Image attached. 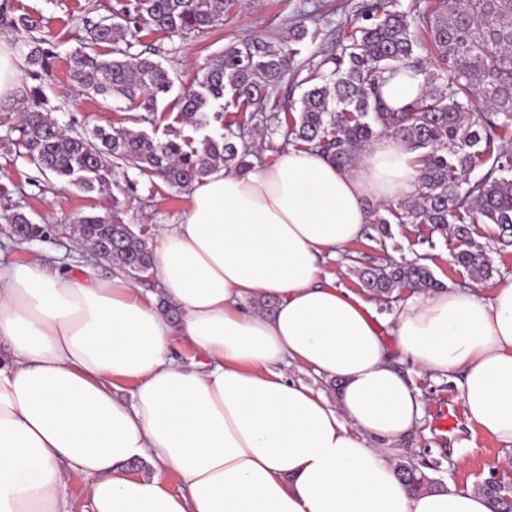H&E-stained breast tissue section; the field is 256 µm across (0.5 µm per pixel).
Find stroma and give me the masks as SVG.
I'll list each match as a JSON object with an SVG mask.
<instances>
[{
    "instance_id": "1",
    "label": "stroma",
    "mask_w": 512,
    "mask_h": 512,
    "mask_svg": "<svg viewBox=\"0 0 512 512\" xmlns=\"http://www.w3.org/2000/svg\"><path fill=\"white\" fill-rule=\"evenodd\" d=\"M349 0H238L225 17L224 24L202 37H169L161 33L140 32L133 40V52L152 49L175 78L176 89L193 84L207 58L237 45L250 35L277 43H287L288 33L297 21L318 31L316 41L298 43V63L320 61L332 49L341 27L349 17ZM118 0H10L11 15L29 16L38 37L54 39L58 57L52 76L43 90L50 116L63 128L80 132L97 126L124 127L129 114L118 99L108 101L85 92L70 75L66 58L79 47L85 35L84 21L110 15ZM18 116L14 110L0 109V182L9 188L0 196V260L23 261L39 258L49 269L80 274L92 268L98 276H110L114 266L105 258L78 250L72 241V220L80 213H117L132 228L150 226L159 232L166 224L178 223L188 203L189 193L164 183L150 185L136 169H126L129 180L138 184L135 196L113 204L111 197L85 193L76 187L61 188L52 177L43 176L28 159L10 152L4 141L12 134ZM21 210L36 223L44 225L45 237L21 241L15 237L2 214ZM435 252L430 268L438 280L450 288L472 286L476 278L467 269L451 262L448 246L428 224H393L385 236H362L327 259L323 270L354 294L362 289L354 271V260L364 264L384 258H416ZM401 371L423 395L422 417L418 425L399 441L395 460L414 457L425 461L426 472L437 488L450 486L479 488L495 481L512 489V448L483 433L463 416L460 399V375L445 376L420 372L410 362H402ZM458 409L457 426L451 433L436 427L437 415L444 406Z\"/></svg>"
}]
</instances>
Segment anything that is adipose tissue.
Wrapping results in <instances>:
<instances>
[{
	"instance_id": "adipose-tissue-1",
	"label": "adipose tissue",
	"mask_w": 512,
	"mask_h": 512,
	"mask_svg": "<svg viewBox=\"0 0 512 512\" xmlns=\"http://www.w3.org/2000/svg\"><path fill=\"white\" fill-rule=\"evenodd\" d=\"M412 158L384 135L347 169L291 149L209 174L158 236L151 292L119 270L0 261V512H68L73 480L89 512H492L471 488L398 476L422 395L395 360L461 373L468 420L512 446V281L412 295L381 325L321 267L362 236L368 201L415 191ZM177 340L203 361L175 363ZM292 365L338 382L337 403Z\"/></svg>"
}]
</instances>
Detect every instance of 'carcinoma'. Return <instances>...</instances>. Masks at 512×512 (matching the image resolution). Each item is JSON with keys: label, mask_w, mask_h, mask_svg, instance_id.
<instances>
[{"label": "carcinoma", "mask_w": 512, "mask_h": 512, "mask_svg": "<svg viewBox=\"0 0 512 512\" xmlns=\"http://www.w3.org/2000/svg\"><path fill=\"white\" fill-rule=\"evenodd\" d=\"M235 0H126L122 8L92 24L87 43L68 57L74 80L104 99L119 98L144 122L164 110L176 113L165 138L144 131L96 127L91 136L69 134L46 113L42 82L51 75L56 45L30 37L29 86L16 138L17 155L44 175L86 192L110 193L115 169L127 165L150 184L159 179L185 189L217 168L253 169L250 143L265 130L284 129L269 149L310 150L337 167L354 166L363 149L381 135L405 142L418 165L416 194L399 207L369 209L368 223L386 233L387 225L430 224L453 244L450 256L480 279L493 276L489 251L512 246V0H400L386 7L352 3L349 30L333 52L307 67L295 63L292 48L251 37L213 56L193 89L172 95L170 72L149 55H130V39L142 28L184 37L207 34L224 25ZM30 33L28 17H8L0 0V21ZM403 68L424 77L425 91L402 106L390 105L384 86ZM294 75L304 88L299 98L276 94ZM233 113L239 119L230 121ZM21 227L20 239L44 236L45 229L19 209L0 216ZM78 237L91 251L109 258L125 273L131 266H153L149 237L117 216L78 214ZM477 224H491L492 245L474 237ZM362 288L390 298L409 284L440 291L444 284L418 261L358 267ZM398 474L413 492L433 487L419 463H401ZM505 487L485 484L492 512H512Z\"/></svg>", "instance_id": "obj_1"}]
</instances>
